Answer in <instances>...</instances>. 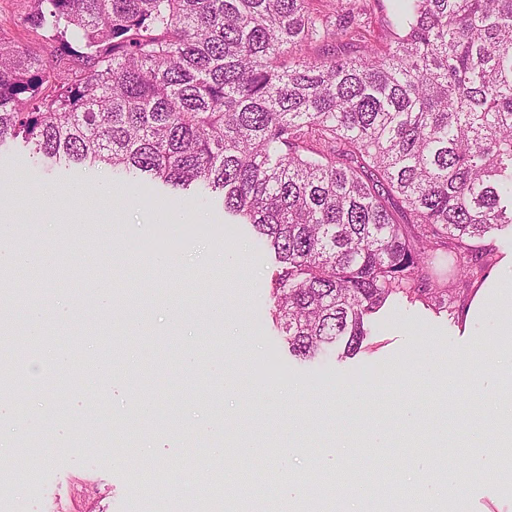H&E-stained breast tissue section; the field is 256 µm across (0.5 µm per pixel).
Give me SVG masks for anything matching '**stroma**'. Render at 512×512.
Masks as SVG:
<instances>
[{
	"mask_svg": "<svg viewBox=\"0 0 512 512\" xmlns=\"http://www.w3.org/2000/svg\"><path fill=\"white\" fill-rule=\"evenodd\" d=\"M28 0H0V38L50 55L53 42L43 31L27 27ZM116 189V224L100 223L99 180ZM0 207L13 212L16 230L36 248L53 253L33 280L15 275L18 297L0 304V318L12 326L10 342L29 355L26 383L1 401L24 409L46 404L54 418L26 428L17 461L26 476L0 477V512H131L149 500L140 480L147 466L165 468L175 486L196 477V490L208 489L232 501L235 512H276L271 488L277 479V446L302 443L306 452L294 465L322 499L303 504V512H398L407 486L419 482L402 453L409 424L422 427L428 439L440 437L465 410L470 430L454 432L439 454L458 464L464 449L491 445L486 426L491 413L473 377L455 379L448 370L464 360L479 368L512 367V338L502 330L512 311L502 310L474 321L461 334L458 314L478 289L469 282L452 311L436 312L421 303L396 299L372 318L362 349L350 357L327 353L309 361L291 356L270 314L274 257L258 248L247 227L224 221L222 197L203 185L188 190L161 183L136 182L108 169L81 165L44 171L33 166L19 145L0 149ZM82 188L84 223L66 224L58 208L73 188ZM43 191L42 215L56 237H43L29 224L22 195ZM176 223H169V216ZM221 252L234 256L229 269L210 265ZM166 254L175 265L137 275L146 258ZM114 280L118 296L102 308L92 291L101 275ZM71 303L72 323L44 318V342H28L27 320L20 307L40 302L52 307ZM224 308L235 334L216 328L212 305ZM179 311L182 325L169 327L165 314ZM135 317V335L117 331V322ZM67 356L59 370L52 354ZM87 393L80 413L72 399ZM147 399L151 408L138 403ZM84 433L82 447L55 446L57 420ZM383 430L388 437L383 460L357 446L354 424ZM223 427L253 447L250 457L217 459L192 438L203 426ZM339 452L356 480L373 483L389 475L381 501L339 492L314 460ZM495 463L460 489L462 512H512V484L496 477Z\"/></svg>",
	"mask_w": 512,
	"mask_h": 512,
	"instance_id": "1",
	"label": "stroma"
}]
</instances>
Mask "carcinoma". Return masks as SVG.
Listing matches in <instances>:
<instances>
[{
  "mask_svg": "<svg viewBox=\"0 0 512 512\" xmlns=\"http://www.w3.org/2000/svg\"><path fill=\"white\" fill-rule=\"evenodd\" d=\"M46 58L0 40V148L222 194L274 255L302 359L358 353L405 298L438 312L512 229V0H30Z\"/></svg>",
  "mask_w": 512,
  "mask_h": 512,
  "instance_id": "obj_1",
  "label": "carcinoma"
}]
</instances>
